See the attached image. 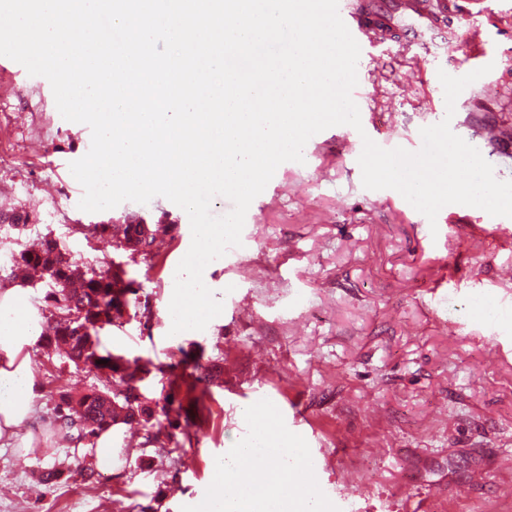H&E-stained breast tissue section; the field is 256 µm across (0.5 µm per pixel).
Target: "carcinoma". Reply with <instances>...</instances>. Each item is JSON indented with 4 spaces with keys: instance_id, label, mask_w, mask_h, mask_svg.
<instances>
[{
    "instance_id": "carcinoma-1",
    "label": "carcinoma",
    "mask_w": 512,
    "mask_h": 512,
    "mask_svg": "<svg viewBox=\"0 0 512 512\" xmlns=\"http://www.w3.org/2000/svg\"><path fill=\"white\" fill-rule=\"evenodd\" d=\"M16 268H28L46 277L53 288L46 292L43 301L45 309L53 321L52 333L46 335L44 346L65 354L76 367L105 376V389L112 396L94 389L80 396L61 393L53 399V415L57 425L66 430L69 436L80 440L94 437L103 427L123 416L138 423L147 430L148 440L165 448L179 444L177 434L190 437V431L180 428L177 422H169V429L154 428L156 413L164 416L183 410L180 391L185 398L201 403L206 396V388L199 387V378H184L180 383L169 381L168 391L155 405L136 395L140 391L145 376L137 364L130 363L124 356L114 354L99 340L100 333L108 327L121 324L126 308L133 302L137 290L134 280L127 272L118 268L101 276L94 271H81L63 259L57 240L46 237L36 250L25 249L12 257ZM75 312L90 325L92 336H80L71 328L68 321L58 317L60 313ZM107 363H101V360Z\"/></svg>"
}]
</instances>
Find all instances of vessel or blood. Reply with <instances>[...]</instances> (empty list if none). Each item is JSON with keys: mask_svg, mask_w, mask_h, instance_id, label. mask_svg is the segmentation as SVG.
I'll return each instance as SVG.
<instances>
[{"mask_svg": "<svg viewBox=\"0 0 512 512\" xmlns=\"http://www.w3.org/2000/svg\"><path fill=\"white\" fill-rule=\"evenodd\" d=\"M339 14L355 39L422 42L446 27L435 0H339Z\"/></svg>", "mask_w": 512, "mask_h": 512, "instance_id": "1", "label": "vessel or blood"}]
</instances>
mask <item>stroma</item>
<instances>
[{
	"label": "stroma",
	"instance_id": "obj_1",
	"mask_svg": "<svg viewBox=\"0 0 512 512\" xmlns=\"http://www.w3.org/2000/svg\"><path fill=\"white\" fill-rule=\"evenodd\" d=\"M452 30L426 45L365 47L360 90L366 134L385 149L416 151L421 128L450 119L498 180H512V0H454ZM488 67L447 115L439 71ZM59 113L49 81L0 57V187L15 193L18 229L0 227V289L16 276L12 255L55 238L82 269L122 265L138 303L102 344L151 367L143 392L156 398L159 366L187 355L210 375L197 433L159 453L145 432L125 429L116 465L96 487L60 479L52 467H95L94 453L52 448L22 458L0 453V512H195L212 462L249 438L245 412L262 402L275 434L306 451L307 478L326 512H512V217L459 204L436 222L397 191L368 190L360 149L346 126L281 164L251 203L235 257L211 262L203 280L223 312L205 330L169 333L167 303L192 240L189 218L169 200L127 201L89 213L69 164L88 150ZM166 224L159 252L145 258L89 238L92 224L130 219ZM47 394L82 393L95 374L60 353H34ZM306 418L294 425L292 409ZM483 483L472 481L473 473Z\"/></svg>",
	"mask_w": 512,
	"mask_h": 512
}]
</instances>
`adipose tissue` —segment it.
<instances>
[{
    "instance_id": "ef3b65f1",
    "label": "adipose tissue",
    "mask_w": 512,
    "mask_h": 512,
    "mask_svg": "<svg viewBox=\"0 0 512 512\" xmlns=\"http://www.w3.org/2000/svg\"><path fill=\"white\" fill-rule=\"evenodd\" d=\"M43 323L23 282L0 289V451L32 455L53 436L38 422L44 387L32 358L43 342ZM301 457L297 445L255 419L252 436L214 460L200 512H323L314 491L297 492L305 480Z\"/></svg>"
}]
</instances>
